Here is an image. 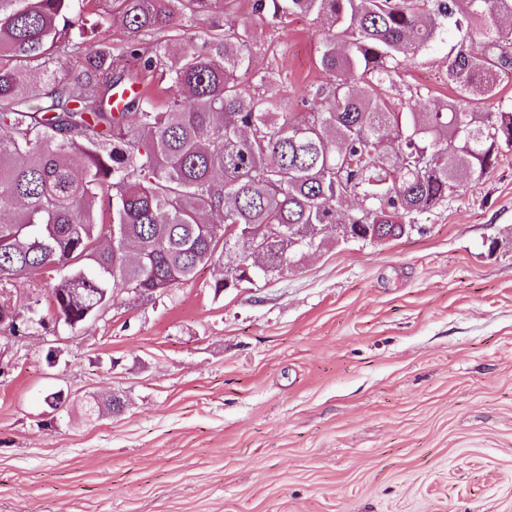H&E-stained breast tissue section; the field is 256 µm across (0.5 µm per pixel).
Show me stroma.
<instances>
[{"label":"stroma","instance_id":"35a3bbf8","mask_svg":"<svg viewBox=\"0 0 512 512\" xmlns=\"http://www.w3.org/2000/svg\"><path fill=\"white\" fill-rule=\"evenodd\" d=\"M252 4L232 18L253 68L304 111L331 83L321 24ZM451 47L389 95L453 99ZM65 273L7 289L33 324L0 328V512H512V152L402 238L219 294L208 265L72 329L52 304ZM113 394L120 415L87 412Z\"/></svg>","mask_w":512,"mask_h":512}]
</instances>
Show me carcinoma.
Masks as SVG:
<instances>
[{"label": "carcinoma", "instance_id": "cac0c4a2", "mask_svg": "<svg viewBox=\"0 0 512 512\" xmlns=\"http://www.w3.org/2000/svg\"><path fill=\"white\" fill-rule=\"evenodd\" d=\"M213 2L0 0V285L70 269L52 302L71 328L103 299L184 284L226 250L237 262L217 294L375 225L399 239L512 150V107L481 111L512 68V0H254L274 25H329L318 65L336 81L309 112L260 91L278 72L242 85L248 28L193 29ZM114 26L119 42L99 37ZM447 35L456 98L418 109L377 93ZM118 56L140 91L115 112ZM252 236L263 273L242 269Z\"/></svg>", "mask_w": 512, "mask_h": 512}]
</instances>
